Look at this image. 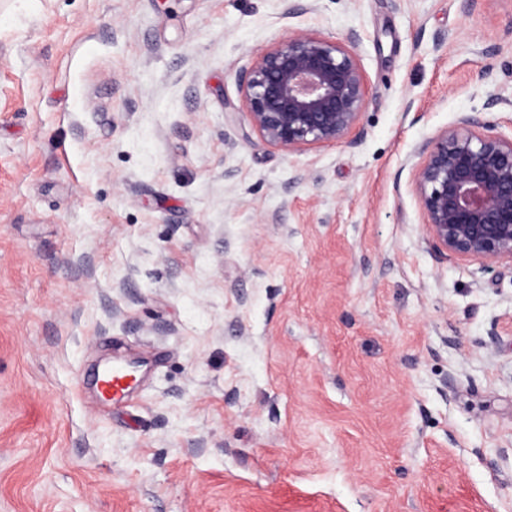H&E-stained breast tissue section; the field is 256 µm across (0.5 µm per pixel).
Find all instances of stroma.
I'll return each instance as SVG.
<instances>
[{
  "label": "stroma",
  "instance_id": "35a3bbf8",
  "mask_svg": "<svg viewBox=\"0 0 512 512\" xmlns=\"http://www.w3.org/2000/svg\"><path fill=\"white\" fill-rule=\"evenodd\" d=\"M281 9L0 0V512H512V264L439 251L412 172L512 134V0ZM298 30L370 104L288 154L237 74ZM130 380L128 373L120 366L112 367V376L107 377L106 374L101 380L104 392L112 398L121 397L128 388Z\"/></svg>",
  "mask_w": 512,
  "mask_h": 512
}]
</instances>
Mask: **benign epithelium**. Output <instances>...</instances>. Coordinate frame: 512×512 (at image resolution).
I'll use <instances>...</instances> for the list:
<instances>
[{
    "mask_svg": "<svg viewBox=\"0 0 512 512\" xmlns=\"http://www.w3.org/2000/svg\"><path fill=\"white\" fill-rule=\"evenodd\" d=\"M238 81L252 128L289 154L346 139L369 103L354 56L306 31L257 54ZM414 186L439 250L512 263V137L464 115L429 142Z\"/></svg>",
    "mask_w": 512,
    "mask_h": 512,
    "instance_id": "7a95c632",
    "label": "benign epithelium"
}]
</instances>
